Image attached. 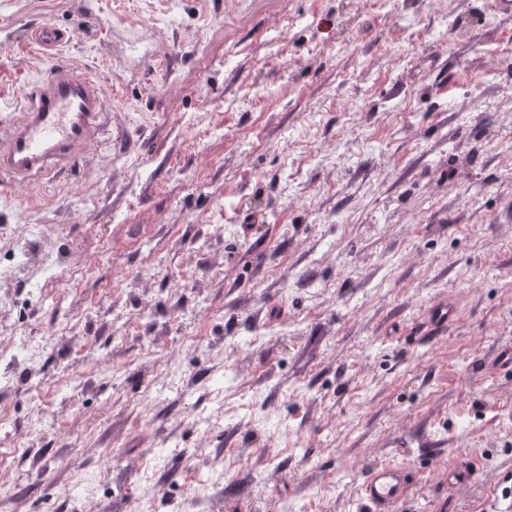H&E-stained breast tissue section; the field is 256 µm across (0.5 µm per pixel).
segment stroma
Listing matches in <instances>:
<instances>
[{
  "label": "stroma",
  "instance_id": "35a3bbf8",
  "mask_svg": "<svg viewBox=\"0 0 512 512\" xmlns=\"http://www.w3.org/2000/svg\"><path fill=\"white\" fill-rule=\"evenodd\" d=\"M42 25L69 41L45 54ZM63 65L106 122L68 167L0 176V225L103 258L0 309L23 357L0 512H364L387 462L418 467L398 512H512L494 0H0V91ZM442 299L455 324L419 335ZM465 462L480 484L449 488Z\"/></svg>",
  "mask_w": 512,
  "mask_h": 512
}]
</instances>
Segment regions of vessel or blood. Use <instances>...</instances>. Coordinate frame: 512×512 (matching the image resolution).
<instances>
[{
  "label": "vessel or blood",
  "mask_w": 512,
  "mask_h": 512,
  "mask_svg": "<svg viewBox=\"0 0 512 512\" xmlns=\"http://www.w3.org/2000/svg\"><path fill=\"white\" fill-rule=\"evenodd\" d=\"M105 106L97 80L71 68L31 84L23 107L0 99V112L18 113L0 124V175L27 180L70 164L96 141ZM412 488L411 467L382 463L368 468L355 495L368 512H397Z\"/></svg>",
  "instance_id": "vessel-or-blood-1"
}]
</instances>
